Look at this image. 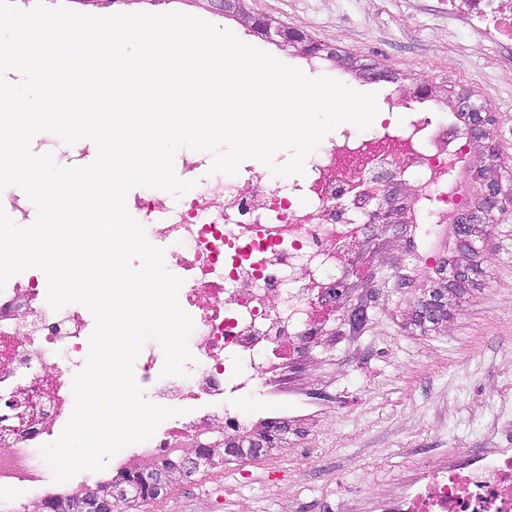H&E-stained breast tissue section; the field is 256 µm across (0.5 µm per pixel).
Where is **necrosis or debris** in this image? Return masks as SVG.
Listing matches in <instances>:
<instances>
[{"label": "necrosis or debris", "mask_w": 512, "mask_h": 512, "mask_svg": "<svg viewBox=\"0 0 512 512\" xmlns=\"http://www.w3.org/2000/svg\"><path fill=\"white\" fill-rule=\"evenodd\" d=\"M466 28L474 48L499 63L512 61V0H448V40ZM424 113L401 127L381 123L361 134L348 129L310 159L302 178L260 190L262 174L240 166L221 190L200 185L170 208L137 198L145 231L167 244L166 265L182 280L178 300L193 319L189 344L198 363L183 376H163V352L144 345L139 368L157 399L184 412L137 448L109 459L104 470L51 484L41 448L55 441L74 409L72 379L84 367L94 329L83 306L53 310L37 274L10 278L0 290V512H24L11 492L24 487L45 502L94 482L136 478L166 459L225 434L245 436L274 426L280 407L244 413L235 396L275 378L308 335L336 316L333 286L352 274L351 259L369 219L367 204L378 168L413 189L414 205L431 221L422 237L441 229L471 194L448 169L466 160L465 145L442 153ZM27 313L20 324L18 313ZM349 512H512V448L455 450L411 463L403 482L385 483L365 468L355 479Z\"/></svg>", "instance_id": "1"}]
</instances>
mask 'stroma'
<instances>
[{"label": "stroma", "mask_w": 512, "mask_h": 512, "mask_svg": "<svg viewBox=\"0 0 512 512\" xmlns=\"http://www.w3.org/2000/svg\"><path fill=\"white\" fill-rule=\"evenodd\" d=\"M251 14L303 30L335 48L331 60L311 58L251 32L204 0H130L125 12H181L230 30L281 62L312 77L347 76L357 91L401 97L419 79L436 86L435 99L414 102L461 138L468 127L448 102L468 93L489 105L492 147L500 156L499 186L510 204L493 210L489 236L425 242L413 223L367 224L353 257L359 272L344 278L339 316L331 332L301 346L283 374L288 417L276 448L290 480L269 490L266 473L252 471L239 495L225 498L228 469L200 468L173 480L160 498L128 512H320L322 498L349 496L357 470L382 464L402 478L404 462L437 448H511L512 407L489 411L512 397V70L501 72L476 54L448 44V0H245ZM412 110L387 113L406 124ZM62 166L86 165L97 154L88 139L63 143L49 132L32 140ZM454 288L448 324L417 321L419 300L435 288Z\"/></svg>", "instance_id": "stroma-1"}]
</instances>
